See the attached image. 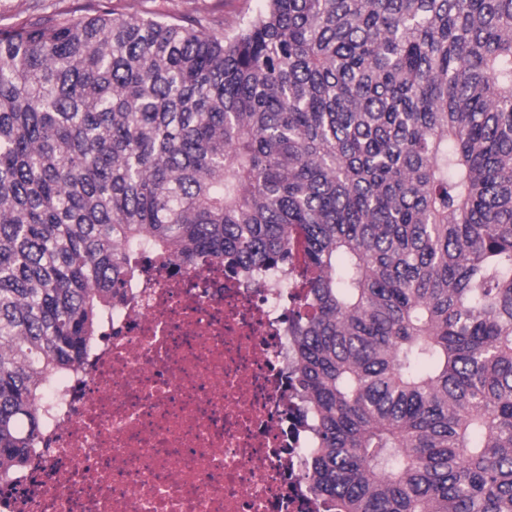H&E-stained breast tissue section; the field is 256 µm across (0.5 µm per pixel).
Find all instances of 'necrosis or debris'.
<instances>
[{
    "label": "necrosis or debris",
    "mask_w": 512,
    "mask_h": 512,
    "mask_svg": "<svg viewBox=\"0 0 512 512\" xmlns=\"http://www.w3.org/2000/svg\"><path fill=\"white\" fill-rule=\"evenodd\" d=\"M136 262L104 339L42 392L44 431L0 512H324L294 385L298 276Z\"/></svg>",
    "instance_id": "obj_1"
}]
</instances>
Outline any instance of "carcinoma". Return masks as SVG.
Masks as SVG:
<instances>
[{"label": "carcinoma", "mask_w": 512, "mask_h": 512, "mask_svg": "<svg viewBox=\"0 0 512 512\" xmlns=\"http://www.w3.org/2000/svg\"><path fill=\"white\" fill-rule=\"evenodd\" d=\"M265 2L0 30V479L137 250L299 255L329 512H512V0Z\"/></svg>", "instance_id": "obj_1"}]
</instances>
